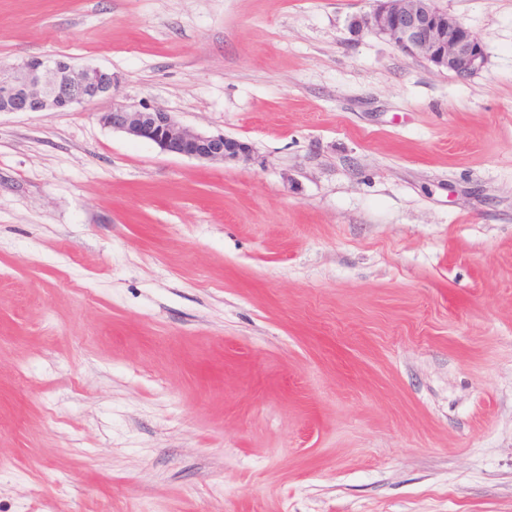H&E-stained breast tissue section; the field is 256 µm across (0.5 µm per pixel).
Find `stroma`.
Returning a JSON list of instances; mask_svg holds the SVG:
<instances>
[{
	"label": "stroma",
	"instance_id": "obj_1",
	"mask_svg": "<svg viewBox=\"0 0 512 512\" xmlns=\"http://www.w3.org/2000/svg\"><path fill=\"white\" fill-rule=\"evenodd\" d=\"M436 4L467 79L371 0H0L119 81L0 113V512H512V0ZM369 13L355 19L358 30L387 37L411 58H422L459 78L483 69V46L454 15L434 0H373ZM101 121L113 131L151 142L164 152L202 162L237 161L247 159L251 153V146L244 141L183 127L170 112L160 109L113 103Z\"/></svg>",
	"mask_w": 512,
	"mask_h": 512
}]
</instances>
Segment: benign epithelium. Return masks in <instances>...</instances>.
Here are the masks:
<instances>
[{
	"label": "benign epithelium",
	"mask_w": 512,
	"mask_h": 512,
	"mask_svg": "<svg viewBox=\"0 0 512 512\" xmlns=\"http://www.w3.org/2000/svg\"><path fill=\"white\" fill-rule=\"evenodd\" d=\"M354 27L382 35L405 55L422 58L459 78L478 73L486 63L478 39L435 0H373L371 11L356 19ZM116 87L112 71L78 68L63 58L0 60L1 112H70L94 99L114 96ZM101 121L164 152L202 162L237 161L251 153L244 141L183 127L160 109L115 103Z\"/></svg>",
	"instance_id": "obj_1"
}]
</instances>
